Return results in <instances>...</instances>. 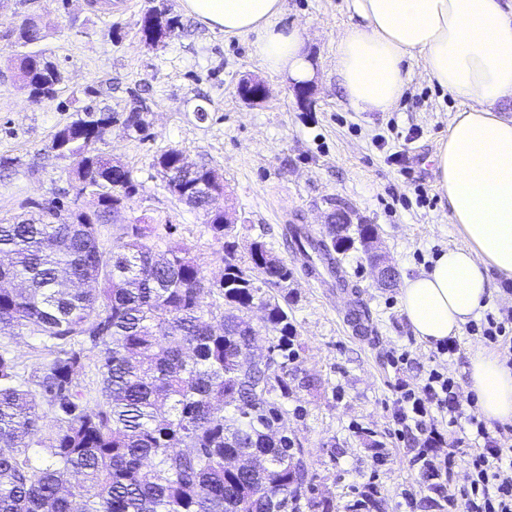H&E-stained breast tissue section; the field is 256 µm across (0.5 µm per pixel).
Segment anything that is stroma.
<instances>
[{"instance_id": "1", "label": "stroma", "mask_w": 512, "mask_h": 512, "mask_svg": "<svg viewBox=\"0 0 512 512\" xmlns=\"http://www.w3.org/2000/svg\"><path fill=\"white\" fill-rule=\"evenodd\" d=\"M0 0V219L34 211L53 200L91 210V197L71 188L76 159L50 146L57 131L85 115L86 107L128 112L146 102L144 134L111 127L97 153L120 162L139 184L114 222L98 227L111 247L124 225L152 218L159 250L189 249L207 278L224 274V242L202 213L168 189L155 165L171 148L187 162L218 173L237 222L231 235L241 260L252 242L292 270L290 315L297 329L296 388L283 405L288 435L304 451L315 500L344 512L365 487L378 486L369 512H441L431 506L415 463L416 439L394 417L400 382L419 384L431 369L467 388L469 352L489 348L480 334L463 330L453 356L414 335L400 304L406 279L430 268L448 248L463 245L452 224L448 198L437 185L432 158L448 136L459 102L413 67L390 112H357L336 79V36L356 24L353 0H285L283 24L306 31L312 104L296 98L292 78L267 68L249 36H224L183 12L180 0ZM168 7L180 26L165 43L150 47L139 31L151 8ZM34 19L44 30L41 47L58 62L62 80L55 97L30 102L14 63L19 29ZM264 81L265 99L248 104L238 90L244 79ZM205 118H198V109ZM421 135L402 145L396 132ZM386 137V149L376 145ZM408 148L415 176L429 190L419 205L412 185L386 160ZM343 205L357 222L376 225L381 251L397 271L393 287L378 284L361 245L341 257L349 282H318L305 256L292 249L289 229L303 226L327 236L325 216ZM366 313L355 323V313ZM20 369L32 373L44 358L39 336L27 329L0 335ZM408 362H401V355ZM320 379L318 391L304 387Z\"/></svg>"}]
</instances>
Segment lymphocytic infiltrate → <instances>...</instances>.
Returning <instances> with one entry per match:
<instances>
[{"instance_id":"1","label":"lymphocytic infiltrate","mask_w":512,"mask_h":512,"mask_svg":"<svg viewBox=\"0 0 512 512\" xmlns=\"http://www.w3.org/2000/svg\"><path fill=\"white\" fill-rule=\"evenodd\" d=\"M437 412L447 415V432L433 423ZM395 418L419 433L421 447L447 446L449 463H461L468 470V486L452 494L432 460L423 462L430 477L428 489L447 501L448 512H512V443L490 435L473 407L464 405L451 378L433 370L421 389L401 387Z\"/></svg>"}]
</instances>
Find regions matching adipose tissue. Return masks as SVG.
<instances>
[{
    "instance_id": "ef3b65f1",
    "label": "adipose tissue",
    "mask_w": 512,
    "mask_h": 512,
    "mask_svg": "<svg viewBox=\"0 0 512 512\" xmlns=\"http://www.w3.org/2000/svg\"><path fill=\"white\" fill-rule=\"evenodd\" d=\"M361 24L336 39L335 71L350 107L389 112L418 63L462 107L434 158L438 184L467 244L442 253L407 279L401 306L414 333L456 336L495 289L512 279V0H354ZM186 14L225 35H251L267 67L310 76L301 28L281 22L284 0H181ZM469 389L488 423L512 424V368L477 347Z\"/></svg>"
}]
</instances>
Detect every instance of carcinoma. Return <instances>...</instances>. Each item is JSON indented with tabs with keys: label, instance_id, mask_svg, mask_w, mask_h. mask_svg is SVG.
Masks as SVG:
<instances>
[{
	"label": "carcinoma",
	"instance_id": "obj_1",
	"mask_svg": "<svg viewBox=\"0 0 512 512\" xmlns=\"http://www.w3.org/2000/svg\"><path fill=\"white\" fill-rule=\"evenodd\" d=\"M29 51L16 55L23 80L49 98L61 73L38 48L36 23L20 30ZM93 127L71 131L70 147L89 178L95 209L42 207L0 220V333L25 327L52 341L40 374L20 372L0 350V512H322L329 502L308 497L303 450L279 434L288 412L290 364L297 329L288 315L292 271L250 245L261 283L241 265L237 244L224 242V276L208 279L188 250L160 251L141 218L103 248L96 225L108 224L138 193L130 170L94 152L111 123L142 134L133 113L124 121L97 112ZM164 180L178 179L179 200L203 212L218 237L228 225L213 206L224 194L214 170L184 168L181 151L157 159ZM330 240L292 228L297 249L335 269L337 254L363 242L372 224L350 225ZM217 299L205 307L204 297ZM266 311L268 353L249 366L255 339L253 306ZM96 352L99 402L87 407L76 377ZM54 425L45 430L43 419Z\"/></svg>",
	"mask_w": 512,
	"mask_h": 512
}]
</instances>
